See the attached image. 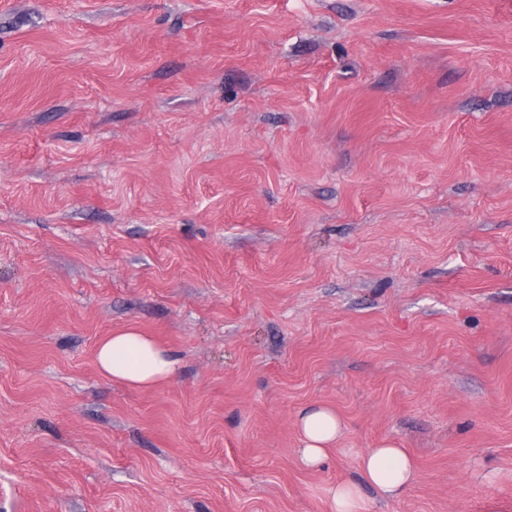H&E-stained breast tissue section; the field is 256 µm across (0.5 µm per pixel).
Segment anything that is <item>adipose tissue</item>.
Returning a JSON list of instances; mask_svg holds the SVG:
<instances>
[{
    "label": "adipose tissue",
    "mask_w": 512,
    "mask_h": 512,
    "mask_svg": "<svg viewBox=\"0 0 512 512\" xmlns=\"http://www.w3.org/2000/svg\"><path fill=\"white\" fill-rule=\"evenodd\" d=\"M99 372L131 388L149 389L173 381L179 362L153 337L130 328L101 339L95 353ZM300 462L320 467L331 448L337 447L346 424L325 405L304 408L296 419ZM360 480H341L327 485L323 496L329 512H371L364 487H371L383 500L399 499L416 479V464L405 449L390 441L358 452Z\"/></svg>",
    "instance_id": "1"
}]
</instances>
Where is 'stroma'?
Returning a JSON list of instances; mask_svg holds the SVG:
<instances>
[{
  "label": "stroma",
  "instance_id": "stroma-1",
  "mask_svg": "<svg viewBox=\"0 0 512 512\" xmlns=\"http://www.w3.org/2000/svg\"><path fill=\"white\" fill-rule=\"evenodd\" d=\"M382 440L373 512L512 508V0H0V512H327ZM95 360L103 376L137 389L171 382L179 372V362L170 350L133 328L101 339ZM295 424L300 441V462L312 469L324 463L331 448H337L346 428L336 411L325 405L304 408ZM359 472L382 500L399 499L416 479V464L404 448L382 441L358 452Z\"/></svg>",
  "mask_w": 512,
  "mask_h": 512
}]
</instances>
